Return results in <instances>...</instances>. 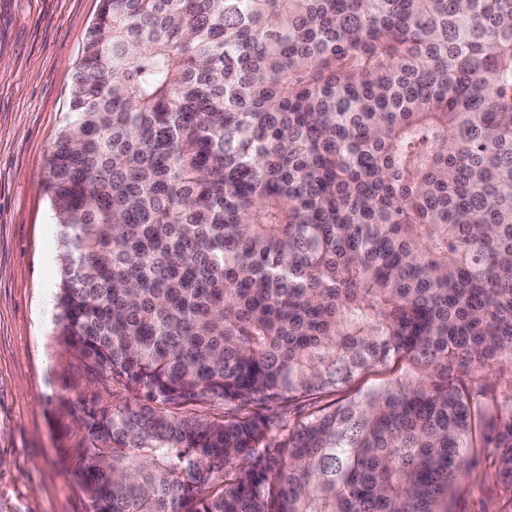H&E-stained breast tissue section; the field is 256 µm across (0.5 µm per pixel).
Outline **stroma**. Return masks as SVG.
Segmentation results:
<instances>
[{"label": "stroma", "mask_w": 512, "mask_h": 512, "mask_svg": "<svg viewBox=\"0 0 512 512\" xmlns=\"http://www.w3.org/2000/svg\"><path fill=\"white\" fill-rule=\"evenodd\" d=\"M101 0H0V512H85L73 472L76 417L121 386L68 354L56 336L59 226L48 159ZM488 443L449 512H512V464Z\"/></svg>", "instance_id": "1"}]
</instances>
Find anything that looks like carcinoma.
I'll list each match as a JSON object with an SVG mask.
<instances>
[{"label": "carcinoma", "mask_w": 512, "mask_h": 512, "mask_svg": "<svg viewBox=\"0 0 512 512\" xmlns=\"http://www.w3.org/2000/svg\"><path fill=\"white\" fill-rule=\"evenodd\" d=\"M69 112L57 336L129 393L87 512H448L512 368V0H103ZM508 379H510L509 372L504 370V376H499L498 367L495 366L492 368V371L488 373L487 382L493 388L495 384L496 388L494 394L492 392L489 393L490 401L489 404L494 405L495 402L499 405L500 408L510 407L511 401V385L508 383Z\"/></svg>", "instance_id": "obj_1"}]
</instances>
